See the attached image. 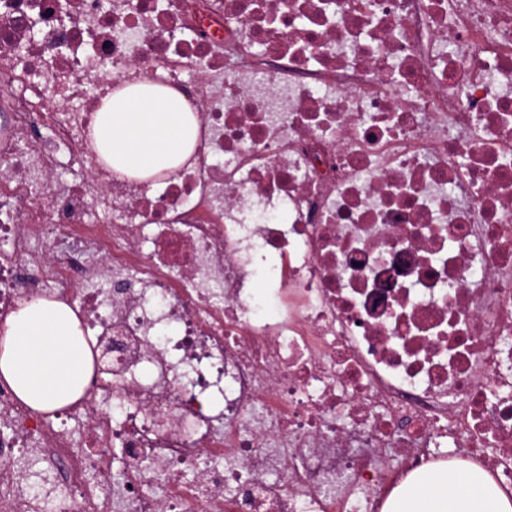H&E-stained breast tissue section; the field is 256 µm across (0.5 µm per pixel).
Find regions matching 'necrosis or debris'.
Returning <instances> with one entry per match:
<instances>
[{"mask_svg":"<svg viewBox=\"0 0 512 512\" xmlns=\"http://www.w3.org/2000/svg\"><path fill=\"white\" fill-rule=\"evenodd\" d=\"M143 77L201 122L147 186L85 147ZM37 298L96 361L51 413L0 381V512L511 487L512 0H0V323Z\"/></svg>","mask_w":512,"mask_h":512,"instance_id":"4bbe7bcc","label":"necrosis or debris"}]
</instances>
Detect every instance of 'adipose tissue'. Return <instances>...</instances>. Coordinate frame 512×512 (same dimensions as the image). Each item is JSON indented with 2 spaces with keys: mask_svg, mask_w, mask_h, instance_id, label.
I'll use <instances>...</instances> for the list:
<instances>
[{
  "mask_svg": "<svg viewBox=\"0 0 512 512\" xmlns=\"http://www.w3.org/2000/svg\"><path fill=\"white\" fill-rule=\"evenodd\" d=\"M199 131L200 119L181 91L139 80L103 98L91 138L112 173L148 179L176 174L193 157ZM92 368L80 323L64 303H26L0 327V377L33 410L79 400ZM385 512H512V491L478 464H436L409 473Z\"/></svg>",
  "mask_w": 512,
  "mask_h": 512,
  "instance_id": "ef3b65f1",
  "label": "adipose tissue"
}]
</instances>
